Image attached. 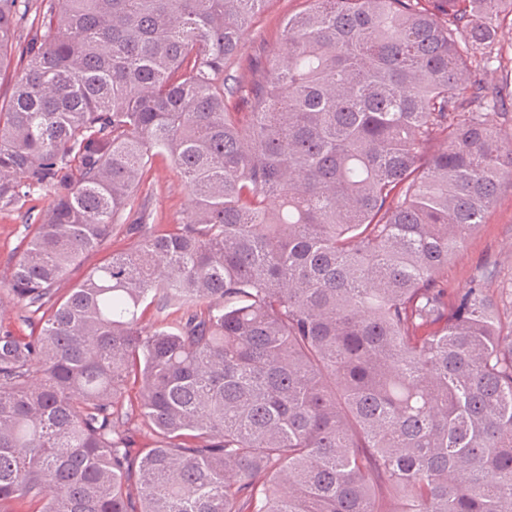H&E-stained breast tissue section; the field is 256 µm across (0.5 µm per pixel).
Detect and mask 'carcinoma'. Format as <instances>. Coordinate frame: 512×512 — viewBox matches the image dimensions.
I'll list each match as a JSON object with an SVG mask.
<instances>
[{
  "label": "carcinoma",
  "mask_w": 512,
  "mask_h": 512,
  "mask_svg": "<svg viewBox=\"0 0 512 512\" xmlns=\"http://www.w3.org/2000/svg\"><path fill=\"white\" fill-rule=\"evenodd\" d=\"M266 2L0 0V78L48 32L0 208L54 191L6 288L0 512H512V323L445 276L512 174L477 81L512 0H304L231 86ZM163 155L190 208L57 288ZM47 36V30L39 28L36 25L30 26L26 24L23 26L18 33V37L15 43V49L11 59V70L13 68H19L25 62V55L23 51L27 43L32 39H45Z\"/></svg>",
  "instance_id": "carcinoma-1"
}]
</instances>
